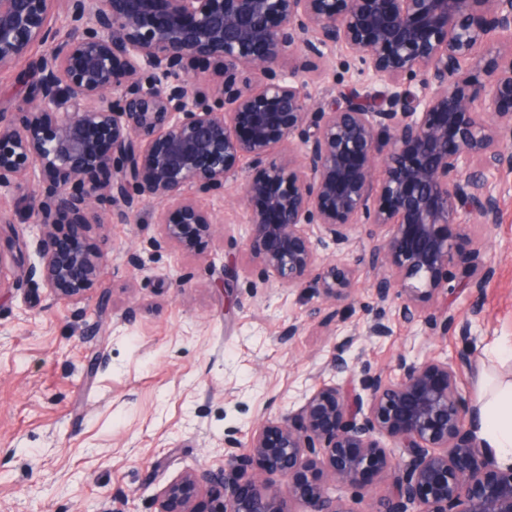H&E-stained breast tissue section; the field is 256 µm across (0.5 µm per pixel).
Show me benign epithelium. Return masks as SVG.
Segmentation results:
<instances>
[{"label":"benign epithelium","mask_w":512,"mask_h":512,"mask_svg":"<svg viewBox=\"0 0 512 512\" xmlns=\"http://www.w3.org/2000/svg\"><path fill=\"white\" fill-rule=\"evenodd\" d=\"M58 8L61 26L49 21ZM34 44L45 53L24 112L0 111V198L34 186L38 262L18 249L17 281L38 276L65 296L95 287L105 253L77 232L62 253L53 227L102 205L136 224L148 203L177 204L175 220L155 218L148 256H130L140 270L163 251L194 250L217 220L185 190L219 189L247 162L264 168L240 199L245 254L262 269L252 288L273 276L352 303L355 269L317 246L343 253L364 224L386 230L369 260L377 301L444 335L459 326L455 356L402 357L395 380L363 371L321 384L245 452L228 442L224 468L170 485L156 512H194L209 484L224 497L219 512H355L333 487L360 500L368 476L393 468L368 512H512V464L475 438L457 385L474 354L471 323L427 306L450 288L461 226L497 220L490 176L512 174V0H0V70ZM343 46L380 88L318 102L306 77ZM204 67L219 81L200 86ZM93 170L109 180L86 184ZM492 274L475 267L465 286L478 294ZM255 459L282 485L247 476Z\"/></svg>","instance_id":"7a95c632"}]
</instances>
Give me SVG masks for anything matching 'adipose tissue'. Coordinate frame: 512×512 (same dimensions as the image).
Wrapping results in <instances>:
<instances>
[{
  "instance_id": "ef3b65f1",
  "label": "adipose tissue",
  "mask_w": 512,
  "mask_h": 512,
  "mask_svg": "<svg viewBox=\"0 0 512 512\" xmlns=\"http://www.w3.org/2000/svg\"><path fill=\"white\" fill-rule=\"evenodd\" d=\"M473 429L501 462H512V380L486 379L480 385Z\"/></svg>"
}]
</instances>
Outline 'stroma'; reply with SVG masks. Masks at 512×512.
Instances as JSON below:
<instances>
[{
  "label": "stroma",
  "mask_w": 512,
  "mask_h": 512,
  "mask_svg": "<svg viewBox=\"0 0 512 512\" xmlns=\"http://www.w3.org/2000/svg\"><path fill=\"white\" fill-rule=\"evenodd\" d=\"M311 88L331 101L359 85L348 48ZM263 175L244 165L219 190L189 194L219 218L195 252L171 249L147 269L129 256L148 254L157 232L158 204L142 221L126 224L99 210L84 243L104 251L99 287L65 297L41 279L15 287L17 246L34 253L26 198L29 187L0 201L12 231L0 234V512H112L124 496L127 512H154L155 501L191 470L224 466V439L247 442L267 420L298 409L306 389L332 376L346 380L368 369L389 379L398 358L443 360L461 342L456 331L439 335L430 325L391 321L385 337L368 335L381 306L368 267L373 245L364 226L352 232L346 262L359 268L345 321L334 301L271 282L251 292L256 263H244L248 234L241 188ZM503 189L498 221L465 230L457 242V280L473 259L493 276L480 296L458 288L447 298L456 320H471L476 354L458 384L475 401L478 374L512 378V175ZM175 217L173 205L163 207ZM137 308L135 321L123 312ZM295 336H288L289 327ZM342 351L347 370L332 368Z\"/></svg>",
  "instance_id": "35a3bbf8"
}]
</instances>
